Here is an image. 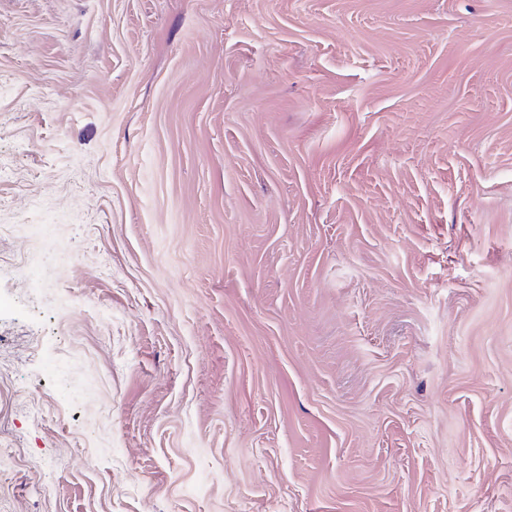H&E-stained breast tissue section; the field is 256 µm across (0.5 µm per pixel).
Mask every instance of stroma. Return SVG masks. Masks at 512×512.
<instances>
[{"mask_svg": "<svg viewBox=\"0 0 512 512\" xmlns=\"http://www.w3.org/2000/svg\"><path fill=\"white\" fill-rule=\"evenodd\" d=\"M0 512H512V0H0Z\"/></svg>", "mask_w": 512, "mask_h": 512, "instance_id": "stroma-1", "label": "stroma"}]
</instances>
